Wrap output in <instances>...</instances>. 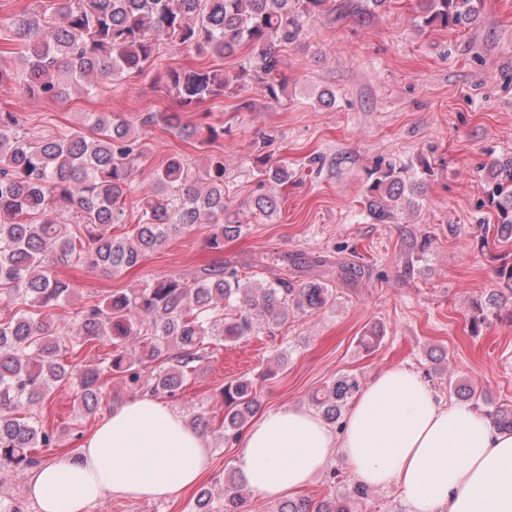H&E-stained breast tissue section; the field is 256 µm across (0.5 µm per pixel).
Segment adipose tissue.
Returning <instances> with one entry per match:
<instances>
[{"label": "adipose tissue", "instance_id": "1", "mask_svg": "<svg viewBox=\"0 0 512 512\" xmlns=\"http://www.w3.org/2000/svg\"><path fill=\"white\" fill-rule=\"evenodd\" d=\"M370 486L397 485L409 512H512V434L465 404H441L413 372H379L352 402L341 431L314 413L279 409L245 434L236 468L256 496L305 488L334 455ZM207 438L144 393L126 400L82 443L32 469L38 512H87L117 497L162 500L194 487Z\"/></svg>", "mask_w": 512, "mask_h": 512}]
</instances>
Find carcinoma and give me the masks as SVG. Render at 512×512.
I'll return each mask as SVG.
<instances>
[{
	"instance_id": "carcinoma-1",
	"label": "carcinoma",
	"mask_w": 512,
	"mask_h": 512,
	"mask_svg": "<svg viewBox=\"0 0 512 512\" xmlns=\"http://www.w3.org/2000/svg\"><path fill=\"white\" fill-rule=\"evenodd\" d=\"M330 0H30L4 25L0 84L21 96L63 100L76 88L95 94L99 79L125 78L151 66L164 46L222 60L242 45L248 56L231 74L199 67L169 71L168 86L178 112H151L143 125L163 123L204 146L224 127L181 122L224 93L257 88L271 101L284 92L283 48L295 43L306 19L329 11ZM481 0H419V27H465L478 17ZM144 139L112 113L88 112L82 125L52 135L33 134L20 116L0 109V300L14 312L0 316V476L42 463L36 449L56 444L36 407L63 381L75 382L78 405L98 408L103 386L121 374L136 390L172 398L209 354V347L250 336L261 317L287 316L288 298L310 311L336 300L320 282L291 287L285 278L264 286L237 269H205L188 281L172 275L125 291L110 292L76 312L63 329L45 313L65 304L71 283L56 277V264L78 261L119 273L139 264L172 233L205 220L214 227L211 244L241 232L239 215L224 200V155L210 154L199 167L170 158L154 174L155 189L142 192L135 161ZM260 185L288 182V165L266 154L252 158ZM488 192L498 212L496 238L512 239V157L491 166ZM422 182L388 162L369 174L365 206L376 224H387ZM137 212L129 236L112 235L125 222L127 204ZM269 193L254 196L248 209L268 216L277 209ZM497 288L476 304L471 323L500 317L501 301H512V259L493 270ZM236 308L232 318L224 308ZM108 341L112 354L96 367L69 370L68 348ZM360 390L354 374H342L311 396L328 423L337 422ZM465 401L484 399L472 386L449 388ZM224 442H233L257 412L255 380L224 385ZM493 428L512 432V407L485 413ZM237 472L219 488L201 487L189 512H246ZM0 512H32L23 498L0 495ZM275 512H351L350 497L328 495L319 502L289 500Z\"/></svg>"
}]
</instances>
